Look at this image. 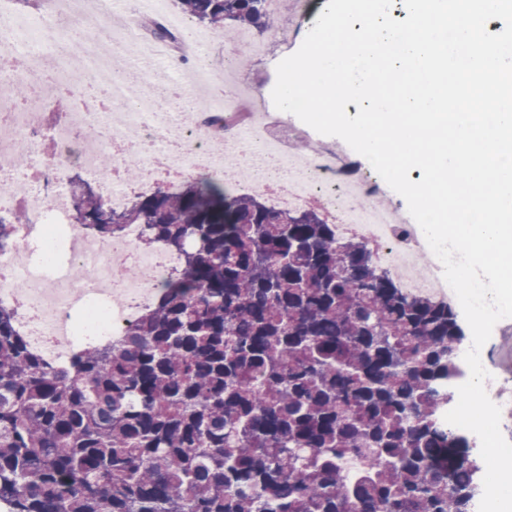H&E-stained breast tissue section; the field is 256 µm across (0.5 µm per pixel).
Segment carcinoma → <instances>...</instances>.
Masks as SVG:
<instances>
[{
  "instance_id": "obj_1",
  "label": "carcinoma",
  "mask_w": 512,
  "mask_h": 512,
  "mask_svg": "<svg viewBox=\"0 0 512 512\" xmlns=\"http://www.w3.org/2000/svg\"><path fill=\"white\" fill-rule=\"evenodd\" d=\"M193 25L262 33L265 0H177ZM101 238L186 255L119 345L68 366L0 307V502L9 512H471L478 451L444 428L465 335L315 209L216 180L116 212L73 187ZM25 212L0 216V247ZM363 466L349 477L343 461Z\"/></svg>"
}]
</instances>
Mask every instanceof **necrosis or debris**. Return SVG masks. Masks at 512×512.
<instances>
[{"label": "necrosis or debris", "mask_w": 512, "mask_h": 512, "mask_svg": "<svg viewBox=\"0 0 512 512\" xmlns=\"http://www.w3.org/2000/svg\"><path fill=\"white\" fill-rule=\"evenodd\" d=\"M112 6L113 0H33L26 9L21 0H0V212L26 214L0 250V307L12 311L33 351L58 364L83 343L120 341L181 265L167 246L142 250L138 225L109 240L71 223L75 171L96 182L115 210L125 208L132 189L171 188L191 176L250 191L278 211L318 209L340 238L368 242L374 263L407 293L459 309L420 226L399 205H380L387 183L355 169L345 144L333 139L299 155L298 143L311 140L313 129L284 120L266 91L268 63L296 46L314 0H296L291 20L271 39L255 41L253 70L228 60L220 73L214 65L221 46L172 0L150 14L139 0H124L118 16ZM151 21L171 39H156ZM150 50L192 58L195 66L176 76L140 66ZM19 52L28 59L22 71L14 66ZM103 72L110 75L104 107L50 114V106ZM228 78L238 94L214 103ZM20 83L28 88L22 98L13 93ZM104 151L113 158L108 169L96 162ZM132 162L141 171L135 187L124 176ZM73 267L85 269V279L71 278Z\"/></svg>", "instance_id": "4bbe7bcc"}]
</instances>
